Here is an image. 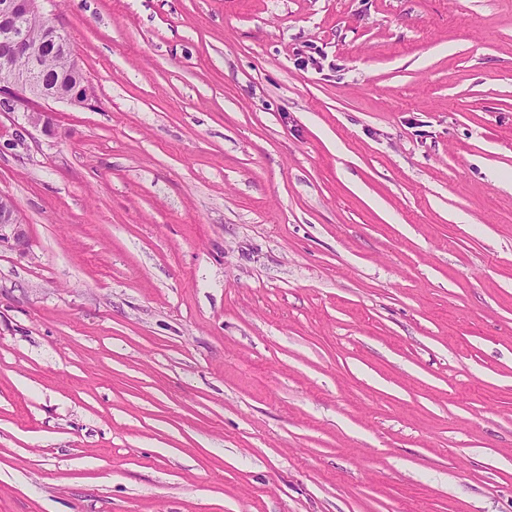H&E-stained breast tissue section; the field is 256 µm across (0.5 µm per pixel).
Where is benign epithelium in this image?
Wrapping results in <instances>:
<instances>
[{
    "instance_id": "7a95c632",
    "label": "benign epithelium",
    "mask_w": 512,
    "mask_h": 512,
    "mask_svg": "<svg viewBox=\"0 0 512 512\" xmlns=\"http://www.w3.org/2000/svg\"><path fill=\"white\" fill-rule=\"evenodd\" d=\"M40 0H0V105L29 112L36 100L83 103L88 90L78 79L80 69L73 59L68 38L46 18ZM43 22L42 43L33 45L29 21ZM65 59L67 83H50L45 77L48 55ZM26 228L16 203L0 196V246H22Z\"/></svg>"
}]
</instances>
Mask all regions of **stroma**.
<instances>
[{
  "label": "stroma",
  "instance_id": "stroma-1",
  "mask_svg": "<svg viewBox=\"0 0 512 512\" xmlns=\"http://www.w3.org/2000/svg\"><path fill=\"white\" fill-rule=\"evenodd\" d=\"M41 5L0 512H512V0Z\"/></svg>",
  "mask_w": 512,
  "mask_h": 512
}]
</instances>
